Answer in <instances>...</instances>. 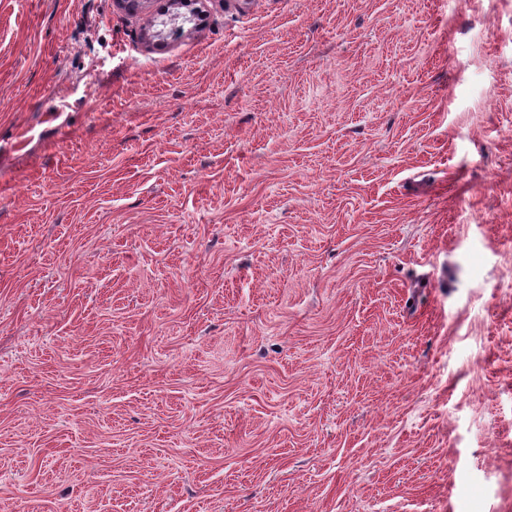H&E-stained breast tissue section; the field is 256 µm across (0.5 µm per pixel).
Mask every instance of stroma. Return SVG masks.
Listing matches in <instances>:
<instances>
[{
  "label": "stroma",
  "instance_id": "stroma-1",
  "mask_svg": "<svg viewBox=\"0 0 512 512\" xmlns=\"http://www.w3.org/2000/svg\"><path fill=\"white\" fill-rule=\"evenodd\" d=\"M200 7L0 0V512H512V0Z\"/></svg>",
  "mask_w": 512,
  "mask_h": 512
}]
</instances>
